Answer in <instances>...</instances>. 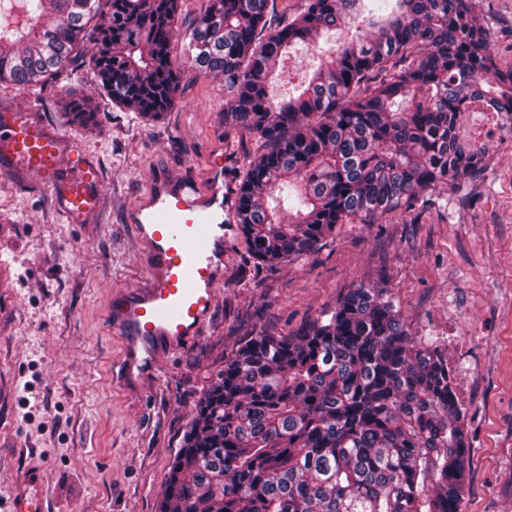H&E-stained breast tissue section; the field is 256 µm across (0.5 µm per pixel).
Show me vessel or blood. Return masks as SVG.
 Wrapping results in <instances>:
<instances>
[{"mask_svg":"<svg viewBox=\"0 0 512 512\" xmlns=\"http://www.w3.org/2000/svg\"><path fill=\"white\" fill-rule=\"evenodd\" d=\"M0 174L48 192L67 223L84 224L104 207L98 165L74 139L28 110L0 108ZM211 183L201 191L162 177L152 178L143 203L127 214L148 258V278L115 299L108 317L122 338L127 377L156 370L162 353L182 349L201 335L223 278L224 224L232 213L236 183L223 161L214 162ZM43 502L24 492L0 512H41Z\"/></svg>","mask_w":512,"mask_h":512,"instance_id":"1","label":"vessel or blood"}]
</instances>
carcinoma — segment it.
I'll use <instances>...</instances> for the list:
<instances>
[{"mask_svg": "<svg viewBox=\"0 0 512 512\" xmlns=\"http://www.w3.org/2000/svg\"><path fill=\"white\" fill-rule=\"evenodd\" d=\"M328 48L295 96L270 87L297 45ZM178 0H0V82L33 87L93 43L107 99L145 116L174 105ZM472 0H207L195 68L224 77V124L259 143L235 223L266 266L315 251L338 224L415 210L461 190L498 144L462 132L468 110L512 132L500 68ZM448 359L414 338L386 287L360 283L293 336L252 337L202 398L159 512H456L468 455Z\"/></svg>", "mask_w": 512, "mask_h": 512, "instance_id": "1", "label": "carcinoma"}]
</instances>
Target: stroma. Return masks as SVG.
<instances>
[{"instance_id": "stroma-1", "label": "stroma", "mask_w": 512, "mask_h": 512, "mask_svg": "<svg viewBox=\"0 0 512 512\" xmlns=\"http://www.w3.org/2000/svg\"><path fill=\"white\" fill-rule=\"evenodd\" d=\"M203 0H180L172 58L184 72L176 106L145 117L99 94L89 60L40 87L0 83V102L31 107L79 139L104 174L106 204L68 224L50 195L0 175V496L37 489L47 512H158L196 407L224 363L253 336H288L332 311L349 288L384 282L416 336L446 349L464 413L469 467L458 512H512V136L471 202L441 190L433 208L340 224L316 252L258 266L241 235L224 251V281L206 331L129 383L107 312L144 281L146 257L126 215L160 171L198 186L213 155L237 166L252 138L224 126V80L187 50ZM500 67L512 66V0H473ZM296 49L272 95L283 100L324 60Z\"/></svg>"}]
</instances>
